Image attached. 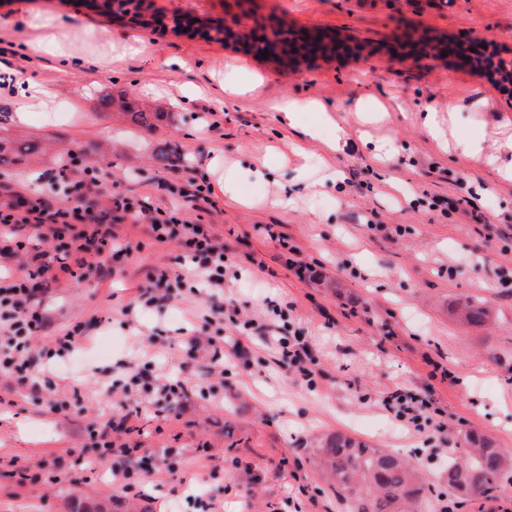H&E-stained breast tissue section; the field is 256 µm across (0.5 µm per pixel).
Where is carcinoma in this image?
<instances>
[{
    "mask_svg": "<svg viewBox=\"0 0 512 512\" xmlns=\"http://www.w3.org/2000/svg\"><path fill=\"white\" fill-rule=\"evenodd\" d=\"M460 315L466 323L479 325L488 317V306L468 299ZM463 441L459 454L448 458V491L470 501L492 496L512 472L508 468L512 452L470 432ZM310 456L350 512H419L428 498L429 487L416 462L342 431L315 440Z\"/></svg>",
    "mask_w": 512,
    "mask_h": 512,
    "instance_id": "obj_1",
    "label": "carcinoma"
}]
</instances>
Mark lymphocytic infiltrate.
Instances as JSON below:
<instances>
[{"label": "lymphocytic infiltrate", "mask_w": 512, "mask_h": 512, "mask_svg": "<svg viewBox=\"0 0 512 512\" xmlns=\"http://www.w3.org/2000/svg\"><path fill=\"white\" fill-rule=\"evenodd\" d=\"M61 178L66 179L69 188L68 206L52 208L44 192L30 195L17 194L16 198L0 203V259H11L20 250L22 243L18 231L29 224L39 226L47 224H65L69 219L80 220L85 228L79 231L67 246L61 247L55 256V264L63 272L72 269H85L83 259L91 249H109L125 260H132L137 247L132 242L119 240L112 231L111 212L99 209L92 196V189L100 183L96 171L89 168L72 166L60 170ZM119 209L134 214L135 220L142 225V231L151 239L165 242L173 238H182L188 250L187 260L191 272L198 278L208 297L223 295L226 279L230 275L227 250L218 243L216 237L205 230L199 221H191L180 212L163 213L146 206L144 202L122 198L117 202ZM32 292L27 278H5L0 283V375L9 377L18 386L40 393L41 377L45 375V360H63L72 355L81 344L79 329H71L54 336L42 350H35L32 339L38 324L29 313ZM254 320L243 315L236 326V332L228 336L223 344L200 342L191 337V344H203L210 354L214 366L224 362H234L242 358L245 352L244 336L250 335ZM266 340L279 354L277 366L283 370H295L307 379L313 378L314 359L306 339L305 328H297L293 335L283 336L278 326H268ZM157 365L152 358H144L141 363L127 366L124 377L112 380V388L122 389L124 393L137 394L138 409H145L152 402V394H159L168 408L178 407L188 396L190 388L183 380H161L156 374ZM383 409L396 420L405 424L413 433L422 435L433 408L432 401L419 399L396 390L388 393L381 401ZM123 422L108 421L89 438L99 457L111 460L112 479L119 482L123 489H130L132 472L131 461H138L141 470H148L147 458H135L134 451L128 445L113 441L114 431L123 429Z\"/></svg>", "instance_id": "lymphocytic-infiltrate-1"}]
</instances>
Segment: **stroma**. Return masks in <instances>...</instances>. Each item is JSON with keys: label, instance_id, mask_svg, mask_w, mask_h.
Returning a JSON list of instances; mask_svg holds the SVG:
<instances>
[{"label": "stroma", "instance_id": "stroma-1", "mask_svg": "<svg viewBox=\"0 0 512 512\" xmlns=\"http://www.w3.org/2000/svg\"><path fill=\"white\" fill-rule=\"evenodd\" d=\"M166 14L236 19L238 27L286 21L321 29L344 43L336 55L283 64L234 42L113 23L70 0H6L0 47L20 86L0 95V139L30 140L44 153L0 165L13 181L45 185L56 173L55 145H78L98 166L102 202L127 196L175 210L197 186H211L204 223L232 253L238 274L226 297L263 318L267 300L294 303L316 362L314 384L280 370L261 337L248 344L247 365L215 370L195 331L223 341L232 310L216 314L196 278L184 276L179 240L158 243L126 216L120 234L138 243L130 262L108 254L89 264L111 275L65 274L46 283L33 308L51 332L83 325L87 340L54 372L77 387L70 416L46 397L0 376V512H196L193 500L216 495L223 512H347L308 460L309 445L341 430L415 459L431 494L422 512L448 497L447 454L429 458L421 436L389 416L382 398L396 389L434 399V445L468 430L512 449V296L499 286L512 258V162L504 130L512 95L460 61L456 46L483 48L512 60V0H154ZM450 51L439 54L441 45ZM240 63L258 81L224 99L225 66ZM143 104L162 118L138 127L106 98ZM440 113L447 144L424 126ZM317 102L335 120L321 138L284 125L283 102ZM26 110V123L16 119ZM344 129L343 151L330 170L307 167L325 139ZM479 142L480 156L465 151ZM396 150L380 160V148ZM179 156L177 164L158 153ZM325 155V154H324ZM234 165V194L224 168ZM287 195L288 206L275 205ZM417 208H410L411 199ZM313 266L300 276L289 260ZM176 281L163 311L140 306L138 293ZM486 301L487 322H458L465 298ZM157 354L162 374H187L197 390L177 410L145 411L123 442L158 459L152 476L123 490L112 463L92 451L88 429L122 414L102 386L107 369ZM452 372L448 384L429 375L430 361ZM196 469L182 485L166 477V449ZM26 471L25 484L12 475Z\"/></svg>", "mask_w": 512, "mask_h": 512}]
</instances>
